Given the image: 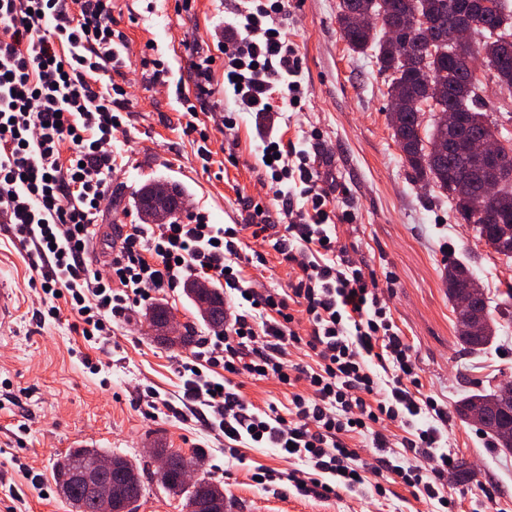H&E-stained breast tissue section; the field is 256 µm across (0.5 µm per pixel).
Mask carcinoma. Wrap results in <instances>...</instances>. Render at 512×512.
<instances>
[{"instance_id": "carcinoma-1", "label": "carcinoma", "mask_w": 512, "mask_h": 512, "mask_svg": "<svg viewBox=\"0 0 512 512\" xmlns=\"http://www.w3.org/2000/svg\"><path fill=\"white\" fill-rule=\"evenodd\" d=\"M461 2L463 0H339L336 15L342 37L350 49L362 54L372 52L379 70L388 74L389 97L421 103L417 108L408 106L387 113L388 126L414 178L436 187L444 196L448 195L449 180L472 181L483 167V159L471 151L470 139L502 136L498 126L490 125L486 119L488 104L481 95L482 81L475 71L466 69L463 62L482 57L495 82L512 90V6L508 0H475L474 5L464 9ZM357 10L384 11L385 22L395 25L396 30L390 32L384 26L378 30L358 27L352 17V12ZM409 14L433 18L442 43L431 51L422 33L399 26L401 18ZM463 22L471 25L473 32L480 36L479 40H451L453 29ZM425 106L459 112L460 125L445 126L434 120L428 134L421 136ZM156 183L158 180L150 179L135 192L136 210L149 205ZM453 207L465 223L473 225L478 238H505L501 255L512 258V178L502 184L493 200H460ZM472 276L474 272L466 265L448 261L444 267V282L449 301H454L457 291L469 285ZM211 302V316L203 315L201 319L213 328L217 322L224 321V293L218 288L212 289ZM483 309L487 316V330L483 335L470 336L463 330L458 331L459 340L471 351L483 350L495 338V319L486 300ZM196 341L194 327L186 325L179 336L166 339L164 343L185 347ZM495 396L494 390L471 393L462 399L457 412L461 414L465 407L476 403L489 404ZM108 456L118 461V468L101 473V479L122 488L123 499L116 503V512H134V504L144 492L139 463L102 448H75L54 471L55 483L74 512H100V504L73 480L71 470L77 466L90 469L98 459ZM201 483L205 486L202 494L180 483L168 485L167 490L184 498L183 512H208L206 504L215 502L227 507L224 487L205 478Z\"/></svg>"}]
</instances>
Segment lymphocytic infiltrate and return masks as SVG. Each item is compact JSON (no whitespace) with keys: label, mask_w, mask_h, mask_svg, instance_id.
<instances>
[{"label":"lymphocytic infiltrate","mask_w":512,"mask_h":512,"mask_svg":"<svg viewBox=\"0 0 512 512\" xmlns=\"http://www.w3.org/2000/svg\"><path fill=\"white\" fill-rule=\"evenodd\" d=\"M286 10L284 0H259L231 29L235 42L224 85L242 111H266L276 93L288 100L299 94L292 77L300 60L273 23ZM119 58L112 0H0V223L31 245V273L61 294L89 339L110 330L134 303L191 277L243 289L235 267L238 229L199 214L188 224L159 225L154 233L131 225L110 260H89L88 243L117 157L112 134L123 127L113 89L100 85L99 75ZM265 152L272 182L298 179L311 207L308 218L286 225L275 244L296 280L281 293L251 290L247 308L230 305L207 351L209 372L199 371L194 357L180 366L188 397L207 408L206 428L225 441L277 448L308 463L313 477H288L300 494L354 490L370 469L380 476L376 496L386 497L387 483H399L418 489L425 501L447 505L448 462L433 452L436 427L405 442L426 449V469L389 459L394 444L388 427L412 426L433 406L409 390L418 381L411 346L361 268L335 260L325 197L306 162L270 145ZM292 346L305 347L308 364L288 360ZM372 360L391 364L389 387L370 371ZM215 368L224 377H211ZM242 373L292 387L287 413L247 402L235 381ZM351 431L369 434L378 452L374 463L348 450L341 435Z\"/></svg>","instance_id":"obj_1"}]
</instances>
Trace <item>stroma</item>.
Listing matches in <instances>:
<instances>
[{
  "mask_svg": "<svg viewBox=\"0 0 512 512\" xmlns=\"http://www.w3.org/2000/svg\"><path fill=\"white\" fill-rule=\"evenodd\" d=\"M112 28L123 38L120 66L101 82L123 87L118 105V161L91 244L110 249L117 226L140 223L132 205L146 180L167 178L186 190L184 200L210 223L240 225L248 251L264 257L243 275L254 288H287L289 268L273 250L285 218L262 167L264 143L279 141L302 151L326 197L339 246L374 276L394 324L412 348L420 395L432 396L447 415L439 423L424 413L423 426L440 425L447 442L448 495L464 512H512V452L494 447L480 427L462 419L458 402L512 381V260L474 236L438 189L418 183L387 123V76L374 58L352 51L336 14L339 0H289L277 23L300 57V107L273 97L264 117L239 114L224 91L228 25L247 0H115ZM213 60L212 90L199 94L193 66ZM165 69L163 83L154 63ZM195 132H187L188 123ZM272 212L269 229L252 238L247 225L255 204ZM469 266L491 299L497 337L482 351L461 345L454 308L443 280L444 265ZM0 275L11 279L17 314L0 331V512H72L53 479L56 462L85 444L144 461L145 494L138 512H181L161 483L148 452L157 446L199 455L202 474L216 478L231 512H430L411 488L394 484L386 497L371 485L355 491L297 493L289 473L308 464L274 448L241 449L228 463L224 440L207 430L198 409L183 398L179 366L197 345L169 349L147 331L144 307L85 339L78 316L64 300L31 282L25 248L0 223ZM57 314H50V307ZM158 391L161 406L144 397ZM274 470L261 486L251 475Z\"/></svg>",
  "mask_w": 512,
  "mask_h": 512,
  "instance_id": "obj_1",
  "label": "stroma"
}]
</instances>
